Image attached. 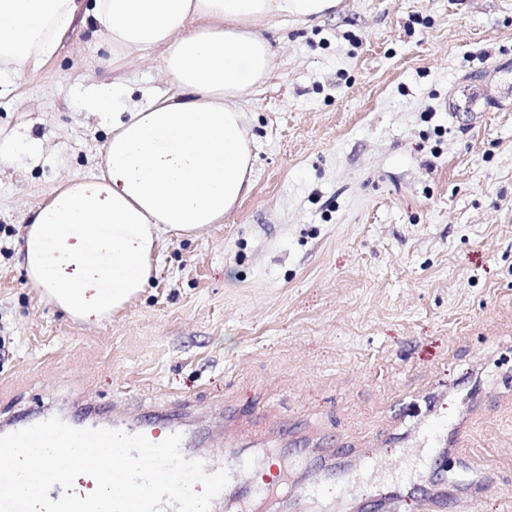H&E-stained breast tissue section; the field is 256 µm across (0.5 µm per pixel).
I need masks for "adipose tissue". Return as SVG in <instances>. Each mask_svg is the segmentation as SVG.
Returning a JSON list of instances; mask_svg holds the SVG:
<instances>
[{
	"instance_id": "obj_1",
	"label": "adipose tissue",
	"mask_w": 512,
	"mask_h": 512,
	"mask_svg": "<svg viewBox=\"0 0 512 512\" xmlns=\"http://www.w3.org/2000/svg\"><path fill=\"white\" fill-rule=\"evenodd\" d=\"M337 0H0V84L54 55L77 14L113 58L161 52L174 90L111 114L99 175L75 178L32 213L19 255L27 281L71 318L97 322L147 287L164 233L222 223L251 189L252 139L239 99L274 56L253 22L318 18ZM195 28H188L190 19Z\"/></svg>"
}]
</instances>
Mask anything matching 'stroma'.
Returning <instances> with one entry per match:
<instances>
[{"mask_svg": "<svg viewBox=\"0 0 512 512\" xmlns=\"http://www.w3.org/2000/svg\"><path fill=\"white\" fill-rule=\"evenodd\" d=\"M275 51L240 100L250 192L223 223L166 234L149 286L98 324L31 288V211L98 174L114 83L171 86L160 57H112L90 22L0 89V434L52 413L82 428L125 402L186 400L196 453L348 480L345 512H505L512 496V0H340L256 23ZM472 405L413 482L436 416ZM376 464L358 473L357 455ZM493 487H486L485 477Z\"/></svg>", "mask_w": 512, "mask_h": 512, "instance_id": "stroma-1", "label": "stroma"}]
</instances>
